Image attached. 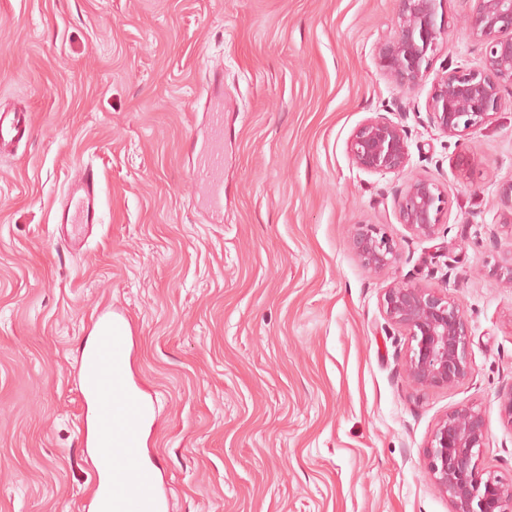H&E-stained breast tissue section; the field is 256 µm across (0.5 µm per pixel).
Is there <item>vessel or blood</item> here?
Here are the masks:
<instances>
[{
	"mask_svg": "<svg viewBox=\"0 0 512 512\" xmlns=\"http://www.w3.org/2000/svg\"><path fill=\"white\" fill-rule=\"evenodd\" d=\"M211 146L192 172L195 183L205 188L212 213L224 210L223 154L224 114L210 110ZM33 129L25 112L0 110V153L30 138ZM102 183L93 168H85L63 198L60 221L64 224L97 223ZM125 316L99 320L87 351L82 399L93 414L95 435L83 440L84 447L98 453L95 487L98 512H165V491L155 481L152 466L143 450V427L150 417L147 400L130 387L124 364L129 355ZM141 490L139 502L124 493L129 484Z\"/></svg>",
	"mask_w": 512,
	"mask_h": 512,
	"instance_id": "1",
	"label": "vessel or blood"
}]
</instances>
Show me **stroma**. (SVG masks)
Wrapping results in <instances>:
<instances>
[{"label": "stroma", "instance_id": "1", "mask_svg": "<svg viewBox=\"0 0 512 512\" xmlns=\"http://www.w3.org/2000/svg\"><path fill=\"white\" fill-rule=\"evenodd\" d=\"M443 0L449 39L412 91L384 74L396 0H0V107L34 131L0 157V512H95L82 446L81 348L100 312L129 317L131 376L152 406L146 448L166 512H449L427 470L437 419L487 417L482 466L512 479V181L508 107L466 146L430 125L431 79L480 47ZM224 69V215L191 172L197 107ZM384 115L411 160L384 177L347 142ZM104 188L97 224L64 243L76 167ZM448 196L438 238L394 206L413 176ZM379 224L399 248L382 274L351 243ZM395 280L448 288L468 320L473 375L423 390L402 371L407 331L382 311Z\"/></svg>", "mask_w": 512, "mask_h": 512}]
</instances>
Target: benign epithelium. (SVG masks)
<instances>
[{
	"instance_id": "1",
	"label": "benign epithelium",
	"mask_w": 512,
	"mask_h": 512,
	"mask_svg": "<svg viewBox=\"0 0 512 512\" xmlns=\"http://www.w3.org/2000/svg\"><path fill=\"white\" fill-rule=\"evenodd\" d=\"M442 0H398L394 35L379 47L385 75L411 89L427 77L440 39L446 33L438 20ZM466 25L482 49L477 69L446 70L432 85L428 118L444 135L462 138L487 124L506 104L512 89V0H469ZM347 150L361 170L398 174L409 165L408 130L378 116L351 135ZM503 223L512 224V181L499 188ZM448 203L441 185L419 176L396 194L402 224L412 235L435 239ZM354 248L371 271L381 272L399 259L395 241L376 224H356ZM499 280L512 284V250L496 268ZM382 310L393 325L409 331L415 346L405 360L406 376L423 389H452L473 372L469 357L470 330L455 297L446 288H429L398 281L382 295ZM485 411L458 405L436 422L428 450V470L448 498L449 512H512V481L503 480L480 464L487 436Z\"/></svg>"
}]
</instances>
